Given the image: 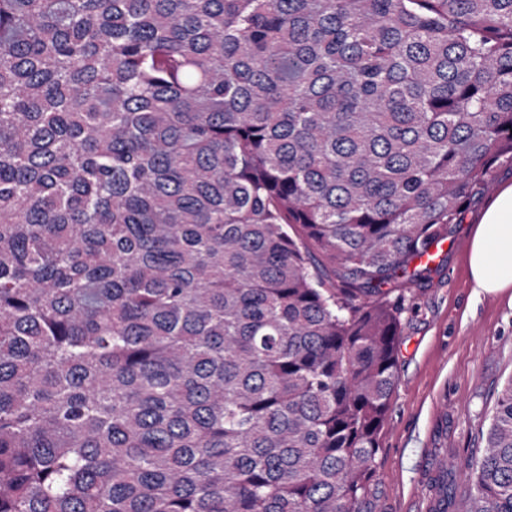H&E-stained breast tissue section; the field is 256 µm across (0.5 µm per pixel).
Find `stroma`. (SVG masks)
Masks as SVG:
<instances>
[{
    "mask_svg": "<svg viewBox=\"0 0 512 512\" xmlns=\"http://www.w3.org/2000/svg\"><path fill=\"white\" fill-rule=\"evenodd\" d=\"M489 201L468 206L427 273L386 296L401 321L398 380L363 512H431L442 476L453 493L448 512L468 496L461 464L482 448L496 393L512 376V292L475 293L467 263Z\"/></svg>",
    "mask_w": 512,
    "mask_h": 512,
    "instance_id": "1",
    "label": "stroma"
}]
</instances>
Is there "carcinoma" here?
I'll use <instances>...</instances> for the list:
<instances>
[{
  "label": "carcinoma",
  "mask_w": 512,
  "mask_h": 512,
  "mask_svg": "<svg viewBox=\"0 0 512 512\" xmlns=\"http://www.w3.org/2000/svg\"><path fill=\"white\" fill-rule=\"evenodd\" d=\"M497 169L512 0H0V512H360ZM464 472L512 512V377Z\"/></svg>",
  "instance_id": "1"
}]
</instances>
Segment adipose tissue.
Instances as JSON below:
<instances>
[{
    "label": "adipose tissue",
    "mask_w": 512,
    "mask_h": 512,
    "mask_svg": "<svg viewBox=\"0 0 512 512\" xmlns=\"http://www.w3.org/2000/svg\"><path fill=\"white\" fill-rule=\"evenodd\" d=\"M468 265L477 291L512 288V184L502 187L481 213Z\"/></svg>",
    "instance_id": "ef3b65f1"
}]
</instances>
